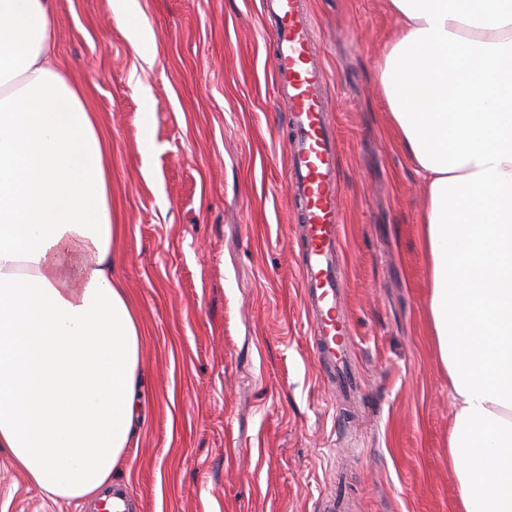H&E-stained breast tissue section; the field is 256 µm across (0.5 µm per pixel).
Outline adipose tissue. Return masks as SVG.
Instances as JSON below:
<instances>
[{
	"label": "adipose tissue",
	"instance_id": "obj_1",
	"mask_svg": "<svg viewBox=\"0 0 512 512\" xmlns=\"http://www.w3.org/2000/svg\"><path fill=\"white\" fill-rule=\"evenodd\" d=\"M388 7L378 80L424 182L457 512H512V0ZM56 37L54 0H0V452L80 504L138 442L144 330L113 264L107 136Z\"/></svg>",
	"mask_w": 512,
	"mask_h": 512
}]
</instances>
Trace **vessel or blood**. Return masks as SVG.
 I'll return each instance as SVG.
<instances>
[{
	"label": "vessel or blood",
	"mask_w": 512,
	"mask_h": 512,
	"mask_svg": "<svg viewBox=\"0 0 512 512\" xmlns=\"http://www.w3.org/2000/svg\"><path fill=\"white\" fill-rule=\"evenodd\" d=\"M261 6L273 21V71L294 120L285 145L286 184L299 205L305 249L300 274L314 354L326 365L337 391L349 395L358 382L352 370V323L342 306V190L336 128L324 92L326 73L312 35L308 0H261Z\"/></svg>",
	"instance_id": "1"
}]
</instances>
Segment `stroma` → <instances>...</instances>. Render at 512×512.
Returning a JSON list of instances; mask_svg holds the SVG:
<instances>
[{
  "instance_id": "1",
  "label": "stroma",
  "mask_w": 512,
  "mask_h": 512,
  "mask_svg": "<svg viewBox=\"0 0 512 512\" xmlns=\"http://www.w3.org/2000/svg\"><path fill=\"white\" fill-rule=\"evenodd\" d=\"M340 151L344 302L361 395L312 352L284 185L291 114L261 0H55L57 52L111 148L116 268L146 329L135 512H456L452 396L431 336L424 188L375 68L387 0H310ZM153 35L136 55V31ZM0 512L54 501L0 454Z\"/></svg>"
}]
</instances>
